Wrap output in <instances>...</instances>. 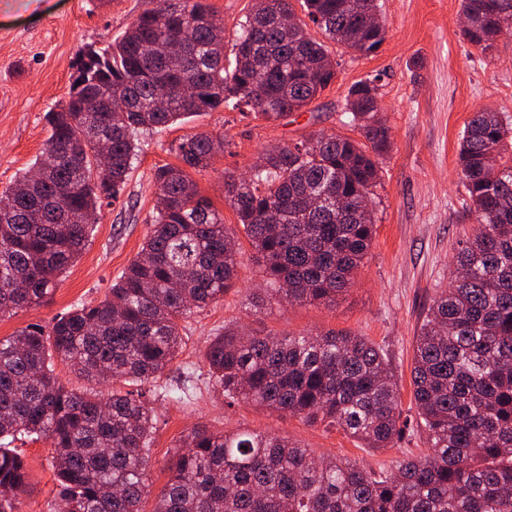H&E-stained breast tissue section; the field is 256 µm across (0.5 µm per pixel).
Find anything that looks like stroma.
Segmentation results:
<instances>
[{
	"instance_id": "stroma-1",
	"label": "stroma",
	"mask_w": 512,
	"mask_h": 512,
	"mask_svg": "<svg viewBox=\"0 0 512 512\" xmlns=\"http://www.w3.org/2000/svg\"><path fill=\"white\" fill-rule=\"evenodd\" d=\"M157 5V0H109L104 6L98 0H0V192L40 154L48 136L44 115L67 98L79 50L112 44ZM380 5L387 24L380 49L360 57L330 46L336 79L304 111L267 122L227 107L140 133L139 156L122 194L102 202L86 248L59 278L48 304L0 317L1 338L30 324L50 325L72 305L103 300L151 230L158 194L153 172L176 163L174 149L183 138L198 132L227 138L224 154L193 179L225 223L233 224L237 217L225 202V173L249 170L268 147H288L322 132L352 135L345 96L353 84L377 79L391 149L373 189L375 235L368 260L335 305L271 308L252 301L263 281L250 259V244H243L237 277L223 300L180 322L182 347L152 403L151 494L163 488L170 457L196 427L278 433L315 458L336 456L375 470L426 447L412 398L415 336L433 298L451 281L458 240L477 226L458 176L464 127L484 107L512 124V36L499 37L484 54L461 36L460 0H380ZM226 329L293 335L347 331L380 345L390 357L408 420L400 439L391 448H364L333 427H311L247 403L226 405L208 379L204 359L210 341ZM184 387L191 392L187 402L164 395ZM23 450L29 486L19 510L52 512L53 447L40 439Z\"/></svg>"
}]
</instances>
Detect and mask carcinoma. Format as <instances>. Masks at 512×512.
<instances>
[{
	"label": "carcinoma",
	"instance_id": "obj_1",
	"mask_svg": "<svg viewBox=\"0 0 512 512\" xmlns=\"http://www.w3.org/2000/svg\"><path fill=\"white\" fill-rule=\"evenodd\" d=\"M309 22L287 25L291 0H253L226 65L224 20L208 0H159L112 47L79 51L68 99L46 113L49 136L31 169L0 193V317L48 301L85 248L83 221L123 191L138 134L229 104L277 120L305 109L335 78L326 41L374 53L386 28L367 24L378 0H302ZM467 41L486 53L512 31V0H461ZM181 45V53L172 47ZM369 79L346 96L361 140L322 134L267 150L249 177L224 176L225 201L262 270L272 305H332L364 265L375 224V156L388 147ZM126 102L122 111L110 98ZM111 143L108 168L95 145ZM224 137L192 135L179 164L154 172L153 229L109 294L48 327L0 338V512H19L28 486L14 443L47 437L64 512H144L153 414L115 384L151 386L182 345L180 320L224 298L240 265L236 231L189 171L209 169ZM459 179L478 230L459 242L456 276L416 336L413 400L427 452L388 470L315 461L274 433L195 428L168 463L152 512H512V127L482 109L466 124ZM210 379L310 426H334L367 448L403 431L401 397L384 349L363 336L226 331L211 340ZM112 391L62 386L54 360Z\"/></svg>",
	"mask_w": 512,
	"mask_h": 512
}]
</instances>
